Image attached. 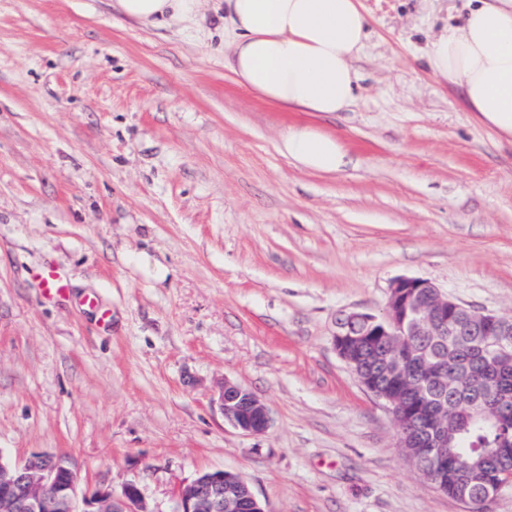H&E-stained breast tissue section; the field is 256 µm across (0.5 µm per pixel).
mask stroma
Wrapping results in <instances>:
<instances>
[{"label":"stroma","mask_w":512,"mask_h":512,"mask_svg":"<svg viewBox=\"0 0 512 512\" xmlns=\"http://www.w3.org/2000/svg\"><path fill=\"white\" fill-rule=\"evenodd\" d=\"M360 4L358 99L321 114L234 82L223 0L161 27L112 0H0L1 453L66 458L83 494L137 482L152 512L212 469L265 512H469L406 460L334 334L398 277L512 319V141L426 67L466 0ZM292 126L346 166L282 155ZM47 267L67 298L44 299ZM226 380L265 432L225 422ZM278 150L298 164L323 174L336 173L346 165L339 140L308 127L288 129ZM217 403L227 423L248 434L263 433L270 415L262 400L252 391L228 380L220 386Z\"/></svg>","instance_id":"1"}]
</instances>
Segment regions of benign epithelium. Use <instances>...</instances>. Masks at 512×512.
<instances>
[{"mask_svg": "<svg viewBox=\"0 0 512 512\" xmlns=\"http://www.w3.org/2000/svg\"><path fill=\"white\" fill-rule=\"evenodd\" d=\"M347 336H379L392 351L386 373L399 377L411 366L427 364V355L411 351L412 336H485L473 355L479 358L488 377H493L499 358L491 348L512 336V320L475 309L444 294L431 281L401 277L393 280L387 292L385 309L380 314L351 311L337 320L335 347L341 359L355 360L345 344ZM360 384L384 400L401 425L399 447L417 465L448 447V430L438 426L421 434L409 427L402 413L404 395L388 394L371 377H358ZM217 403L227 423L248 434H260L270 424L262 400L252 391L228 380L220 386ZM473 475L461 472L454 479H440L439 488L467 504L477 498L470 481ZM0 512H153L135 482L126 483L120 493L99 489L90 496L78 497V476L62 458L34 453L22 463H13L0 453ZM174 512H265L247 482L238 474L215 469L198 474L183 485Z\"/></svg>", "mask_w": 512, "mask_h": 512, "instance_id": "7a95c632", "label": "benign epithelium"}]
</instances>
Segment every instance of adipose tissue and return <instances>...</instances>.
<instances>
[{"label": "adipose tissue", "mask_w": 512, "mask_h": 512, "mask_svg": "<svg viewBox=\"0 0 512 512\" xmlns=\"http://www.w3.org/2000/svg\"><path fill=\"white\" fill-rule=\"evenodd\" d=\"M200 0H114L123 18L146 26L190 21ZM224 66L239 86L290 112L334 113L355 101L352 65L369 25L359 0H224ZM429 71L458 88L475 118L512 139V0H468L459 25L431 43ZM279 151L313 171L345 165L336 137L289 129Z\"/></svg>", "instance_id": "obj_1"}]
</instances>
